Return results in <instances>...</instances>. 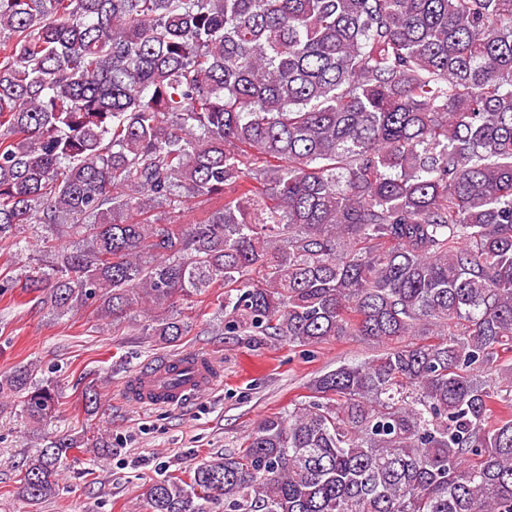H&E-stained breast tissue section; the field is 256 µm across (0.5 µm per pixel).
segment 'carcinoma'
<instances>
[{"instance_id": "cac0c4a2", "label": "carcinoma", "mask_w": 512, "mask_h": 512, "mask_svg": "<svg viewBox=\"0 0 512 512\" xmlns=\"http://www.w3.org/2000/svg\"><path fill=\"white\" fill-rule=\"evenodd\" d=\"M40 243L0 287L57 318L175 345L222 288L231 334L380 347L145 512H512V0H0V250Z\"/></svg>"}]
</instances>
